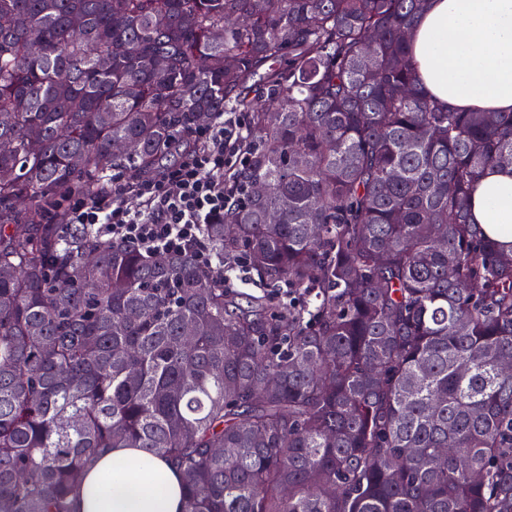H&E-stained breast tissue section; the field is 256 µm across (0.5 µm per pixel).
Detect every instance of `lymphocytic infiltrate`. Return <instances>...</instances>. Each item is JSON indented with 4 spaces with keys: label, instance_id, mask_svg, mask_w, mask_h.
<instances>
[{
    "label": "lymphocytic infiltrate",
    "instance_id": "lymphocytic-infiltrate-1",
    "mask_svg": "<svg viewBox=\"0 0 512 512\" xmlns=\"http://www.w3.org/2000/svg\"><path fill=\"white\" fill-rule=\"evenodd\" d=\"M247 135L238 113H217L196 128L192 147L183 150L177 163L145 178L116 169L96 197L71 194L63 206L64 221L91 225L100 237L147 254H189L214 263L202 228L223 223L245 196L243 184L228 178L248 163L241 148Z\"/></svg>",
    "mask_w": 512,
    "mask_h": 512
}]
</instances>
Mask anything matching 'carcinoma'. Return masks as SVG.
<instances>
[{"label": "carcinoma", "instance_id": "cac0c4a2", "mask_svg": "<svg viewBox=\"0 0 512 512\" xmlns=\"http://www.w3.org/2000/svg\"><path fill=\"white\" fill-rule=\"evenodd\" d=\"M425 5L0 0V512H72L102 448L169 458L184 512H512V252L470 222L512 113L423 91ZM230 108L266 194L204 236L273 289L249 307L191 256L45 223Z\"/></svg>", "mask_w": 512, "mask_h": 512}]
</instances>
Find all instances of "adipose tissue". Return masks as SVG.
Returning <instances> with one entry per match:
<instances>
[{
  "label": "adipose tissue",
  "instance_id": "obj_1",
  "mask_svg": "<svg viewBox=\"0 0 512 512\" xmlns=\"http://www.w3.org/2000/svg\"><path fill=\"white\" fill-rule=\"evenodd\" d=\"M410 40L421 85L442 104L512 112V0H429ZM471 214L512 248V167L484 169ZM72 512H183L181 475L139 448L102 449L83 470Z\"/></svg>",
  "mask_w": 512,
  "mask_h": 512
}]
</instances>
